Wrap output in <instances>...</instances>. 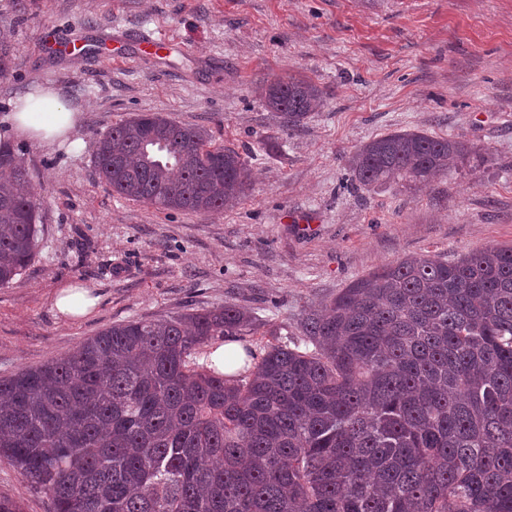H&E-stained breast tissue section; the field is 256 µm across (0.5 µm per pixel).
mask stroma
<instances>
[{
	"instance_id": "stroma-1",
	"label": "stroma",
	"mask_w": 512,
	"mask_h": 512,
	"mask_svg": "<svg viewBox=\"0 0 512 512\" xmlns=\"http://www.w3.org/2000/svg\"><path fill=\"white\" fill-rule=\"evenodd\" d=\"M47 27L59 41L82 38L85 56L49 51ZM3 28L14 51L0 77V140L33 174L42 232L34 261L0 288V378L112 324L227 302L251 312L258 352L273 344L270 328L295 332L302 312L381 265L512 246V0H0ZM144 34L180 48L139 61ZM288 73L325 98L285 132L252 86ZM47 85L79 113L77 144L7 132L15 101ZM141 112L238 150L248 197L197 215L113 194L96 143ZM404 130L456 138L488 160L423 187L353 188L350 153ZM69 284L97 296L86 318L55 310ZM0 496L50 512L3 462Z\"/></svg>"
}]
</instances>
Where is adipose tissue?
Instances as JSON below:
<instances>
[{
  "label": "adipose tissue",
  "mask_w": 512,
  "mask_h": 512,
  "mask_svg": "<svg viewBox=\"0 0 512 512\" xmlns=\"http://www.w3.org/2000/svg\"><path fill=\"white\" fill-rule=\"evenodd\" d=\"M10 122L17 133L51 145L68 140L79 124V115L63 106L56 91L46 89L40 96L25 97L17 112L11 113Z\"/></svg>",
  "instance_id": "ef3b65f1"
}]
</instances>
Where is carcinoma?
Listing matches in <instances>:
<instances>
[{"mask_svg": "<svg viewBox=\"0 0 512 512\" xmlns=\"http://www.w3.org/2000/svg\"><path fill=\"white\" fill-rule=\"evenodd\" d=\"M11 44L0 31V76ZM280 127L323 104L302 75L257 87ZM462 141L394 131L347 160L357 187L416 186L472 159ZM99 178L195 214L242 200L247 161L204 128L142 112L97 142ZM0 287L34 260L40 206L0 146ZM293 345L243 378L199 349L253 334L227 303L100 331L0 379V460L51 512H512V247L408 257L301 315Z\"/></svg>", "mask_w": 512, "mask_h": 512, "instance_id": "obj_1", "label": "carcinoma"}]
</instances>
